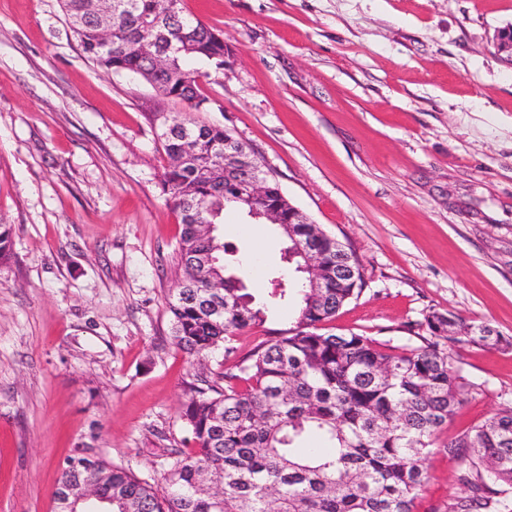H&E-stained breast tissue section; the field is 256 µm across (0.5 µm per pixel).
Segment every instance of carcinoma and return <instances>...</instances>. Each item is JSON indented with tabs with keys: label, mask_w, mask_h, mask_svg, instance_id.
<instances>
[{
	"label": "carcinoma",
	"mask_w": 512,
	"mask_h": 512,
	"mask_svg": "<svg viewBox=\"0 0 512 512\" xmlns=\"http://www.w3.org/2000/svg\"><path fill=\"white\" fill-rule=\"evenodd\" d=\"M83 52L107 73L151 74L160 95L210 107L199 92V62L224 68V44L207 26L182 15L171 25L155 12V0H62ZM184 45L170 69L154 74L156 42L142 56L131 52L145 24ZM162 130L167 157L162 174L168 201L180 217L178 281L167 301L174 344L190 354L224 349L239 331L260 328L265 312L253 296L222 279L219 261L208 271L192 265L195 255L222 256V242L198 234L199 224H221L235 203L224 185V142L229 130L199 124L187 115L170 117ZM193 154L185 159L184 134ZM297 239L311 243L328 272L323 288L304 281L292 325L265 331V338L236 358L216 380L189 385L180 417L191 448L172 450L164 485L153 489L122 468L99 460L112 475V512H413L425 483L424 461L437 432L475 390L454 368L448 345L458 341L455 316L433 311L428 335L418 347L385 351L358 333L320 332L364 286L361 264L339 238L310 224H295ZM12 225L0 224V263L11 260ZM468 341L483 347L512 346L488 324L467 328ZM462 457L471 495L448 503V512L491 507L492 484L512 486V407L494 413L445 445ZM222 486V497L210 487Z\"/></svg>",
	"instance_id": "carcinoma-1"
}]
</instances>
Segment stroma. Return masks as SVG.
<instances>
[{"mask_svg": "<svg viewBox=\"0 0 512 512\" xmlns=\"http://www.w3.org/2000/svg\"><path fill=\"white\" fill-rule=\"evenodd\" d=\"M225 41L200 92L288 199L347 243L358 298L323 324L415 347L432 311L512 337V0H184ZM184 111L83 54L61 0H0V512H55L89 453L160 486L189 431L187 384L214 376L171 339L179 218L162 189L156 110ZM218 233L267 327L299 288L285 239L236 209ZM261 248L253 276L244 256ZM476 389L438 433L414 512L469 493L445 445L512 406V349L461 342Z\"/></svg>", "mask_w": 512, "mask_h": 512, "instance_id": "35a3bbf8", "label": "stroma"}]
</instances>
